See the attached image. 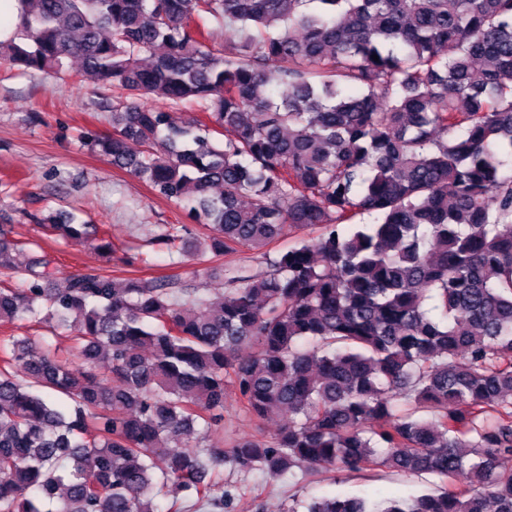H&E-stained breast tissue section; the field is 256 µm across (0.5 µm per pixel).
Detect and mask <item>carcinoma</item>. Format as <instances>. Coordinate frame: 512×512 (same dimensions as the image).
Returning <instances> with one entry per match:
<instances>
[{"instance_id":"obj_1","label":"carcinoma","mask_w":512,"mask_h":512,"mask_svg":"<svg viewBox=\"0 0 512 512\" xmlns=\"http://www.w3.org/2000/svg\"><path fill=\"white\" fill-rule=\"evenodd\" d=\"M18 3L0 62L78 58L112 90V131L79 139L189 211L199 230L154 241L225 258L224 294L96 268L58 284L1 225L0 321L77 336L70 357L0 337V512L217 507L227 463L438 479L305 512H512V0ZM41 227L116 251L70 213ZM229 395L285 421L219 448Z\"/></svg>"}]
</instances>
